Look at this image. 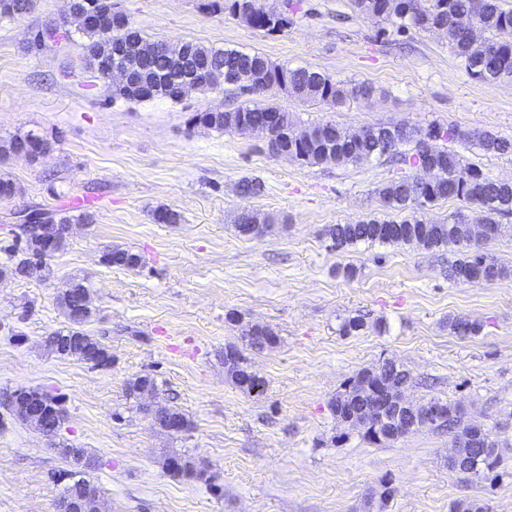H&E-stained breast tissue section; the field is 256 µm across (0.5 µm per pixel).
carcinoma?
I'll return each mask as SVG.
<instances>
[{"instance_id": "1", "label": "carcinoma", "mask_w": 512, "mask_h": 512, "mask_svg": "<svg viewBox=\"0 0 512 512\" xmlns=\"http://www.w3.org/2000/svg\"><path fill=\"white\" fill-rule=\"evenodd\" d=\"M73 8L92 17L78 31L87 38L84 43L85 67L108 81L114 87L112 97L127 101H148L167 98L180 99L178 83L192 74H197L194 88L209 89L213 82L224 77L230 87L247 93L270 91L269 83L283 79L292 97L300 101H319L332 107L350 99H370L383 94V90L366 83H339L330 76L306 67L288 68L275 65L259 53H247L235 48L209 47L193 41L171 46L166 52L156 51L157 42L145 38L136 27L114 32L112 18L120 12L112 9V0H70ZM353 11L365 18H373L389 25L396 32L411 28L429 31L450 22L457 25V32L450 40L451 49L464 65L466 72L483 83L512 81V43L500 40L507 29L512 30V8L504 6V0H351ZM35 0H0V18L14 20L32 12ZM247 7L255 15L258 28L268 33H282L293 24L296 4L288 3L279 13H268L259 0H204L201 8L212 15L228 13L236 15L239 8ZM476 25L481 35L474 37L469 25ZM58 26L52 20L31 32L29 48L40 51L50 43L71 35L65 30L56 33ZM254 125L273 128L275 137L270 153L281 152L298 162L319 166L330 161L338 166L357 165L371 159L397 161L411 168L421 167L426 172V183L421 195H416L413 178H398L382 182L376 193L389 209L404 214L399 220L377 217L355 224H329L324 236L331 247L344 251L360 243L403 244L419 250H435L445 246L458 247L455 258L448 260V280L456 284H491L512 277V267L490 256L485 246L504 236H512V225L500 223V218L512 215V182L492 177L482 165L467 163L455 150L448 147L452 142H469L479 150L492 155H512V140L494 133L467 131L457 126H430L424 134L406 123L378 124L351 132L331 121L317 122L305 128L306 136L301 141L285 139L283 134L292 130L296 118L270 104H241L232 109L217 104L189 119L192 127H203L220 132L235 131L241 134V118ZM56 141L40 133L29 131L0 142V159L5 161L21 153L35 159L42 153L52 151ZM413 148H408V145ZM456 200L469 204L472 213L460 209L442 220L427 217V211L439 201ZM42 216L38 223L19 224L24 244L10 243L1 246L5 262L0 265V278L43 279L50 275L48 265L39 260L43 235L41 226L51 225L55 229L53 251L60 252L71 238L70 228L75 224L94 222L93 211L37 210ZM278 218L266 215L260 222L241 210L234 217L237 232L244 237H262L272 231ZM483 224L489 235L480 243L472 242V225ZM109 266L136 270L142 267L140 254L129 249L114 247L103 254ZM57 303L67 317L69 326L46 336L44 343L52 354L59 348L69 346L66 356L93 367H105L112 361L108 347L101 340L88 334L84 326L93 317L91 291L84 282L71 280L57 295ZM451 333L468 338L480 333L482 325L468 317H448ZM268 349L264 342L247 338L242 343L224 348V360L233 364L228 373L232 383L239 385L245 372L251 369L246 352H262ZM411 373L393 359L378 366L374 374L362 369L343 382L330 401L331 411L342 406L351 411L360 407V393L381 384L395 387L408 384ZM157 389L156 379L139 375L127 382L126 394L140 399L146 389ZM31 404L45 413L41 422L32 421L20 411H10L14 419L33 426L41 432L49 425L64 423L65 415L57 399L37 389L27 390ZM430 402L445 409L446 419L435 425L417 424L414 431L423 429H448L454 434L459 454L471 457L468 481L483 473L496 471L503 462L499 454L478 457L476 443L484 442L489 448H500L502 442L485 425L476 420H466L459 414L458 406L433 397ZM153 422L166 417L182 421L183 432L192 429L190 420L177 408L163 407L150 411ZM163 465L176 476L207 483L202 468L190 456L171 452L163 457ZM74 498L95 508L99 491L88 479L81 478L67 484L60 500ZM452 512H490L489 504L482 499L457 501Z\"/></svg>"}]
</instances>
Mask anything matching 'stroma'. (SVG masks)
<instances>
[{
	"instance_id": "1",
	"label": "stroma",
	"mask_w": 512,
	"mask_h": 512,
	"mask_svg": "<svg viewBox=\"0 0 512 512\" xmlns=\"http://www.w3.org/2000/svg\"><path fill=\"white\" fill-rule=\"evenodd\" d=\"M112 2L155 41L258 52L383 91L335 108L280 90L262 95L300 126L456 124L512 140V82L472 79L447 35L382 32L349 0H298L280 34L203 14L201 0ZM66 6L36 0L25 17L0 20V141L30 130L55 141L39 162L14 157L0 165L19 187L13 200L0 201V246L16 212L30 205L60 210L84 199L96 215L51 257L50 278L0 279V512H57L68 482L56 449L10 418L5 397L20 387L60 399L62 437L98 461L89 478L103 512H450L470 497L512 512V280L449 282L445 249L331 248L327 225L396 218L375 189L409 168L376 160L310 166L270 155L247 134L190 129L194 113L241 103L222 86L177 101L112 99L107 81L83 66L81 34L28 48L31 30ZM249 178L264 182L263 195H240ZM161 205L181 222L155 223ZM243 208L279 223L264 237L241 236L232 217ZM113 247L139 253L143 267L105 265ZM346 264L356 267L354 278L340 274ZM75 277L92 290L86 329L107 345L108 366L56 357L43 344L68 325L56 296ZM455 314L480 321L481 333L451 335ZM348 316L363 317L365 330L342 335ZM254 323L280 338L250 357L266 383L260 396L243 393L224 369L225 345ZM388 358L414 375L413 401L448 400L505 442L496 478L465 482L450 471L448 432L373 446L336 421L329 403L342 383ZM143 373L157 379L156 404L190 419L189 433L160 431L127 399V381ZM172 451L206 464L214 486L167 473L163 455ZM387 480L395 494L384 503Z\"/></svg>"
}]
</instances>
